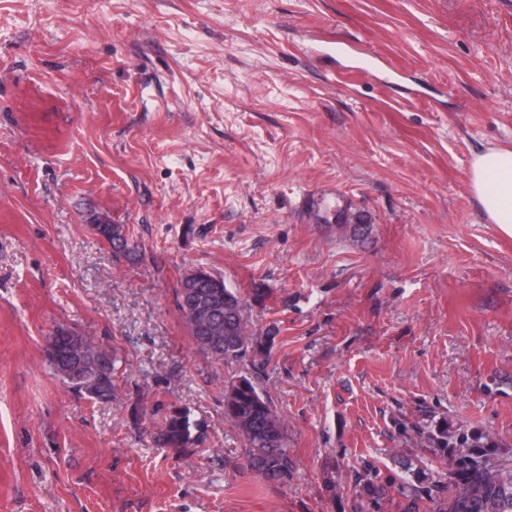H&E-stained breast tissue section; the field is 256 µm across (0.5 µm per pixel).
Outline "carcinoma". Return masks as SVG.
<instances>
[{"mask_svg":"<svg viewBox=\"0 0 512 512\" xmlns=\"http://www.w3.org/2000/svg\"><path fill=\"white\" fill-rule=\"evenodd\" d=\"M92 230L127 259L139 252V244L130 240L120 224H93ZM178 308L189 336L197 350L212 360L233 361L253 347L256 340L246 331L243 299L228 288L224 279L204 269H193L180 283ZM220 321L218 335L205 330L208 318ZM81 339L65 328L47 348L49 361L62 372L60 361L66 359L67 344ZM85 360L89 371L80 378L76 389L97 400H109L114 383L115 354L87 339ZM224 417L233 422L247 441V466L267 481L288 476L292 461L286 448V430L268 398L254 384L242 378L224 392ZM199 425L183 409L173 408L164 418L156 437L162 448L187 449L196 441L193 431ZM439 444L450 449L451 485L448 502L440 512H512V465L492 457L480 440L465 433L440 434Z\"/></svg>","mask_w":512,"mask_h":512,"instance_id":"carcinoma-1","label":"carcinoma"}]
</instances>
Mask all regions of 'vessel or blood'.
<instances>
[{"instance_id":"vessel-or-blood-1","label":"vessel or blood","mask_w":512,"mask_h":512,"mask_svg":"<svg viewBox=\"0 0 512 512\" xmlns=\"http://www.w3.org/2000/svg\"><path fill=\"white\" fill-rule=\"evenodd\" d=\"M45 99L46 93L39 83L32 82L15 89V107L23 132L43 151L57 155L65 149L68 129L50 121L47 113L43 112Z\"/></svg>"}]
</instances>
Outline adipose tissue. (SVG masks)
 <instances>
[{
	"label": "adipose tissue",
	"mask_w": 512,
	"mask_h": 512,
	"mask_svg": "<svg viewBox=\"0 0 512 512\" xmlns=\"http://www.w3.org/2000/svg\"><path fill=\"white\" fill-rule=\"evenodd\" d=\"M468 185L486 218L512 237V148H490L476 154Z\"/></svg>",
	"instance_id": "ef3b65f1"
}]
</instances>
